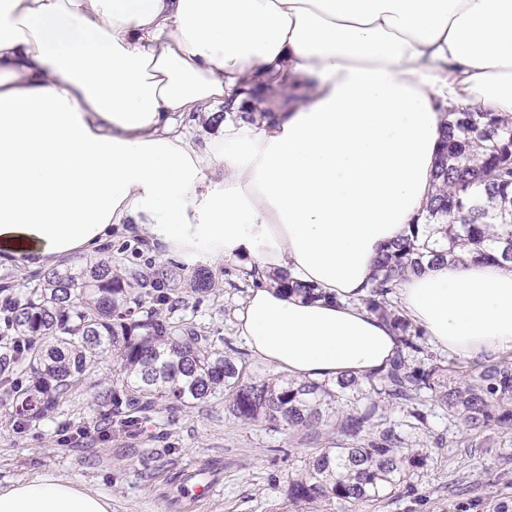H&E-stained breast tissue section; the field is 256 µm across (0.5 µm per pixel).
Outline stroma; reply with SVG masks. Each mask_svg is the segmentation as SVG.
<instances>
[{
	"instance_id": "35a3bbf8",
	"label": "stroma",
	"mask_w": 512,
	"mask_h": 512,
	"mask_svg": "<svg viewBox=\"0 0 512 512\" xmlns=\"http://www.w3.org/2000/svg\"><path fill=\"white\" fill-rule=\"evenodd\" d=\"M112 247L128 267L164 263L140 237L120 229L112 232ZM213 273V292L179 304L169 317L192 322L219 349L239 351L249 376L276 377V370L246 352L235 334V313L252 285L246 264L227 262ZM420 402L427 422L417 428L407 427L402 409L383 406L378 413L382 425L400 429L410 447L428 450L426 465L377 504L336 501L329 512H512V433L497 435L493 448L468 446L463 424H449L429 395ZM101 415L84 388L62 400L54 420L22 432L13 424L10 404L1 402L0 483L60 477L111 498L112 512H283L287 481L304 459L346 441L332 422L294 431L246 424L223 400L213 399L193 408L162 405L130 430L105 438L92 431L81 441L60 444L63 428L92 430ZM191 474L215 484L217 495L189 501Z\"/></svg>"
}]
</instances>
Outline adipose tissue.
Masks as SVG:
<instances>
[{
  "label": "adipose tissue",
  "mask_w": 512,
  "mask_h": 512,
  "mask_svg": "<svg viewBox=\"0 0 512 512\" xmlns=\"http://www.w3.org/2000/svg\"><path fill=\"white\" fill-rule=\"evenodd\" d=\"M269 83L274 122L252 112ZM463 110L512 115V0H0V268L98 256L128 225L163 258L255 269L235 332L256 358L367 378L400 349L364 303L375 263L423 221ZM397 298L438 350L512 352V268L448 261ZM0 512L112 501L19 479Z\"/></svg>",
  "instance_id": "1"
}]
</instances>
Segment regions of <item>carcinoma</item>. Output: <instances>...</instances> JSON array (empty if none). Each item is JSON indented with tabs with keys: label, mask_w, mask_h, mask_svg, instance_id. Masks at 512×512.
Here are the masks:
<instances>
[{
	"label": "carcinoma",
	"mask_w": 512,
	"mask_h": 512,
	"mask_svg": "<svg viewBox=\"0 0 512 512\" xmlns=\"http://www.w3.org/2000/svg\"><path fill=\"white\" fill-rule=\"evenodd\" d=\"M435 193L423 223L379 258L365 305L387 320L401 350L388 366L362 381L341 377L325 383L275 378L247 380L242 359L215 347L191 322L174 321L162 307L207 293L214 277L199 266H160L148 274L112 259V249L91 264L50 269L23 299L0 284L3 333L0 389L12 400L16 427L39 425L57 413L68 394L83 387L92 368L110 355L112 378L93 383L94 404L112 424L131 427L159 402L192 408L211 398L228 401L244 423L264 420L284 430L314 429L324 415L352 438L303 462L288 478L289 505L336 500L363 504L388 494L407 473L426 463L425 448H409L392 428L378 430L379 404L408 408L410 427L426 422L414 406L421 391L464 423L483 446L487 432L512 431V356L464 369L443 365L425 349L421 333L391 304L408 272H420L464 249L512 267V116L450 112L435 171Z\"/></svg>",
	"instance_id": "cac0c4a2"
}]
</instances>
